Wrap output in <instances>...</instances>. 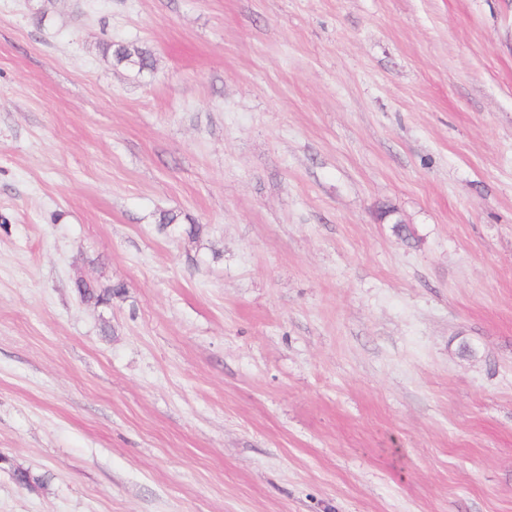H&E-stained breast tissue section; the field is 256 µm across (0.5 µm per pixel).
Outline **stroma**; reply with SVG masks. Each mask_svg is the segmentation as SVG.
<instances>
[{
  "mask_svg": "<svg viewBox=\"0 0 512 512\" xmlns=\"http://www.w3.org/2000/svg\"><path fill=\"white\" fill-rule=\"evenodd\" d=\"M0 512H512V0H0ZM123 287L98 288L94 284L83 279L77 283V291L81 301L94 302L95 304L109 303L112 296L119 295Z\"/></svg>",
  "mask_w": 512,
  "mask_h": 512,
  "instance_id": "obj_1",
  "label": "stroma"
}]
</instances>
